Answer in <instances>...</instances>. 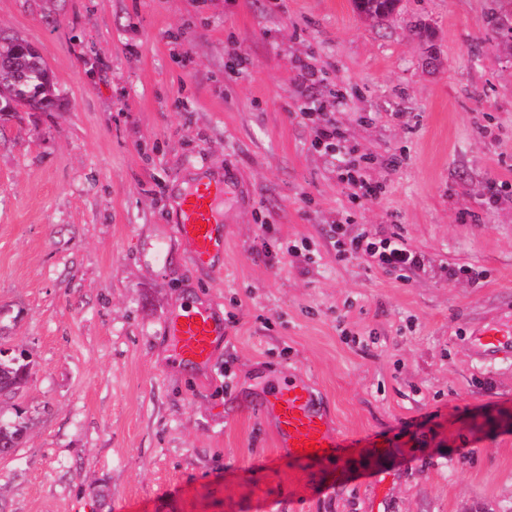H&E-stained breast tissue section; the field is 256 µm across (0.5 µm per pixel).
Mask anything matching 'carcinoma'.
<instances>
[{
  "label": "carcinoma",
  "mask_w": 512,
  "mask_h": 512,
  "mask_svg": "<svg viewBox=\"0 0 512 512\" xmlns=\"http://www.w3.org/2000/svg\"><path fill=\"white\" fill-rule=\"evenodd\" d=\"M400 0H353L358 14L380 22L396 11ZM57 97L55 78L30 43L17 35H0V119L17 111V107L44 109ZM26 357L3 358L0 350V403L21 391L30 376ZM25 422H0V455L13 453L23 441Z\"/></svg>",
  "instance_id": "obj_1"
}]
</instances>
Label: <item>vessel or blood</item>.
Returning <instances> with one entry per match:
<instances>
[{"instance_id":"vessel-or-blood-1","label":"vessel or blood","mask_w":512,"mask_h":512,"mask_svg":"<svg viewBox=\"0 0 512 512\" xmlns=\"http://www.w3.org/2000/svg\"><path fill=\"white\" fill-rule=\"evenodd\" d=\"M231 188L221 175L202 174L178 194L175 224L177 237L185 242L193 261L212 266L223 253L226 226L219 209ZM165 328L175 343L178 360L188 364L207 363L224 325L204 306L186 309L184 314L167 321ZM258 408L271 416L279 447L296 460L319 463L336 457L342 440L319 412L312 391L297 381H288L270 389Z\"/></svg>"}]
</instances>
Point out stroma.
Returning a JSON list of instances; mask_svg holds the SVG:
<instances>
[{
	"label": "stroma",
	"mask_w": 512,
	"mask_h": 512,
	"mask_svg": "<svg viewBox=\"0 0 512 512\" xmlns=\"http://www.w3.org/2000/svg\"><path fill=\"white\" fill-rule=\"evenodd\" d=\"M501 0H0L54 73L48 111L0 121V406L6 512H512V41ZM246 68L230 73L237 53ZM367 161L351 201L295 117V62ZM224 172V268L192 264L171 185ZM401 234L422 270L338 261L330 226ZM292 245L304 255L288 254ZM458 268L449 278V268ZM480 273L472 280L470 270ZM224 320L204 367L165 316ZM307 383L348 449L290 460L256 404ZM352 2L359 15L380 22L393 15L400 0H353ZM4 352L0 349V403L3 400L11 399L21 391L28 382L30 376L31 363L27 362L24 356L4 357ZM26 432L25 422L15 420L8 423L0 421V455H11L22 443Z\"/></svg>",
	"instance_id": "obj_1"
}]
</instances>
